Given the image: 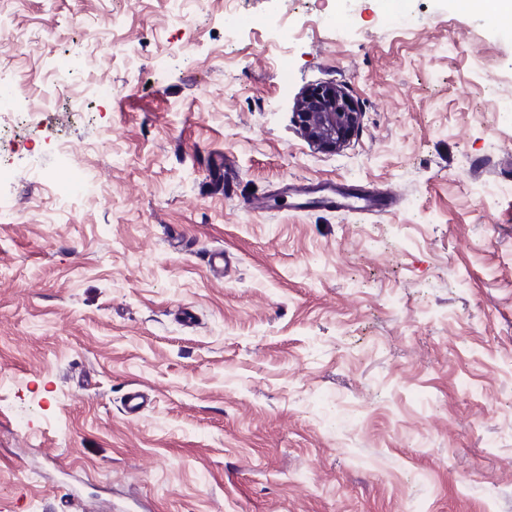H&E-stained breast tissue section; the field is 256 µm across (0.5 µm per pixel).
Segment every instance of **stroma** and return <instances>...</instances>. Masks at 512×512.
Listing matches in <instances>:
<instances>
[{
	"label": "stroma",
	"instance_id": "1",
	"mask_svg": "<svg viewBox=\"0 0 512 512\" xmlns=\"http://www.w3.org/2000/svg\"><path fill=\"white\" fill-rule=\"evenodd\" d=\"M0 52L112 89L0 97V512H512V15L0 0ZM325 84L338 152L296 121ZM60 143L84 202L49 196ZM296 117L304 137L327 151L343 149L357 130L361 113L336 85H320L298 102Z\"/></svg>",
	"mask_w": 512,
	"mask_h": 512
}]
</instances>
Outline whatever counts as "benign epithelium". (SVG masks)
<instances>
[{
  "label": "benign epithelium",
  "mask_w": 512,
  "mask_h": 512,
  "mask_svg": "<svg viewBox=\"0 0 512 512\" xmlns=\"http://www.w3.org/2000/svg\"><path fill=\"white\" fill-rule=\"evenodd\" d=\"M296 117L304 137L327 151L343 149L357 130L361 113L336 85H320L298 102Z\"/></svg>",
  "instance_id": "1"
}]
</instances>
